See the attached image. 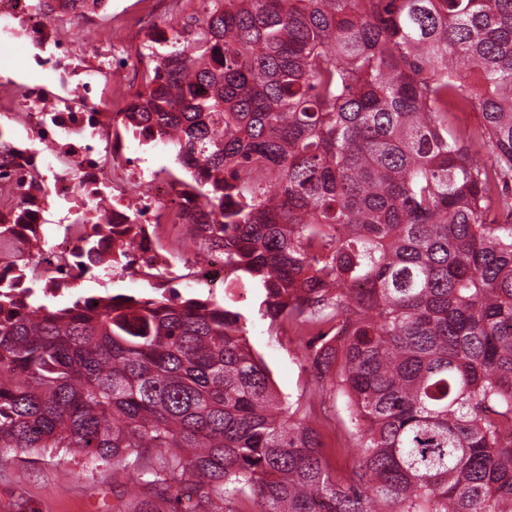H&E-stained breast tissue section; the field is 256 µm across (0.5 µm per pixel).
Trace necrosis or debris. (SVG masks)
I'll return each instance as SVG.
<instances>
[{"label":"necrosis or debris","mask_w":512,"mask_h":512,"mask_svg":"<svg viewBox=\"0 0 512 512\" xmlns=\"http://www.w3.org/2000/svg\"><path fill=\"white\" fill-rule=\"evenodd\" d=\"M182 0H0V224L27 247L29 265L0 261V283H71L88 225L102 259L137 231L139 253L181 257V228L205 214L180 177L146 167L115 131L130 111L131 49L177 34L167 15Z\"/></svg>","instance_id":"necrosis-or-debris-1"}]
</instances>
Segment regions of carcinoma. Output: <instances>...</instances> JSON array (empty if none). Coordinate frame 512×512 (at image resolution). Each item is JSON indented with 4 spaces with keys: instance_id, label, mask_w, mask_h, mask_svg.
I'll use <instances>...</instances> for the list:
<instances>
[{
    "instance_id": "carcinoma-1",
    "label": "carcinoma",
    "mask_w": 512,
    "mask_h": 512,
    "mask_svg": "<svg viewBox=\"0 0 512 512\" xmlns=\"http://www.w3.org/2000/svg\"><path fill=\"white\" fill-rule=\"evenodd\" d=\"M199 2L115 125L169 129L204 172L191 238L249 276L270 329L348 317L313 364L347 399L353 475L246 318L174 289L58 309L0 289V458L158 448L159 501L194 478L195 512H512V0Z\"/></svg>"
}]
</instances>
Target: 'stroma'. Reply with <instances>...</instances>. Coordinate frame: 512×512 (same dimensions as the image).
<instances>
[{"mask_svg":"<svg viewBox=\"0 0 512 512\" xmlns=\"http://www.w3.org/2000/svg\"><path fill=\"white\" fill-rule=\"evenodd\" d=\"M165 281L124 274L115 278L85 276L63 295H39L38 301L58 308L79 296L125 294L157 296L169 290ZM262 297L249 289L238 309L248 318L246 336L256 357L270 372L276 391L288 401L311 409L309 423L317 431L321 451L337 480L355 469L358 451L350 434L351 423L345 397L327 387L305 359L306 344L299 337L282 333L267 336L258 313ZM158 464V451L144 449L136 463L109 464L85 470L81 460L63 454L24 455L0 463V512H136L152 499L153 490L139 472Z\"/></svg>","mask_w":512,"mask_h":512,"instance_id":"1","label":"stroma"}]
</instances>
